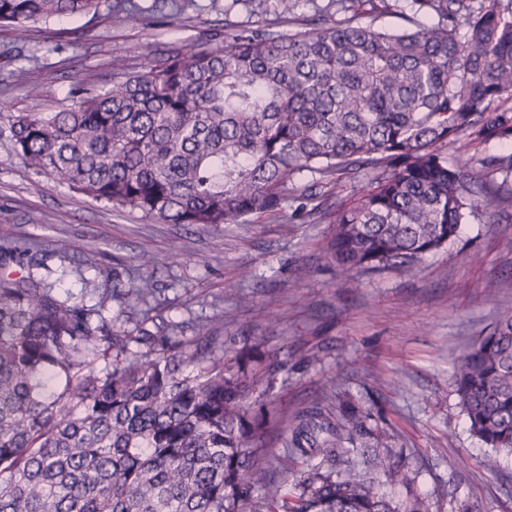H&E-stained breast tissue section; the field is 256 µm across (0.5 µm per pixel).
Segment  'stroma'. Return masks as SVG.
<instances>
[{
	"mask_svg": "<svg viewBox=\"0 0 512 512\" xmlns=\"http://www.w3.org/2000/svg\"><path fill=\"white\" fill-rule=\"evenodd\" d=\"M142 24L107 11L31 24L22 56L0 28V127L10 114L53 112L70 91L107 89L114 64L139 72L147 49L201 39L225 20L255 28L244 8L195 0L175 19L152 10ZM377 172L335 179L303 171L288 182L282 210L240 224H158L47 182L0 135V245L35 243L34 275L59 298L94 304L115 288L150 284L147 302L104 316L122 328L166 327L191 342L212 337L225 359L246 355L267 373V396L296 412L317 404L340 414L343 402L371 411L402 451L414 491L428 512H512V455L473 437L454 392L458 354L487 334L512 306V214L481 216L447 246L428 253L414 276L387 268L340 276L328 250L337 203L352 204ZM177 252V263L144 268L146 253ZM496 457L498 467L484 461Z\"/></svg>",
	"mask_w": 512,
	"mask_h": 512,
	"instance_id": "stroma-1",
	"label": "stroma"
}]
</instances>
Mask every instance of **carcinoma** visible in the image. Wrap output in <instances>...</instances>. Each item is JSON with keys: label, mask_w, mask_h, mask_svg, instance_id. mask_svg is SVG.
<instances>
[{"label": "carcinoma", "mask_w": 512, "mask_h": 512, "mask_svg": "<svg viewBox=\"0 0 512 512\" xmlns=\"http://www.w3.org/2000/svg\"><path fill=\"white\" fill-rule=\"evenodd\" d=\"M302 2L231 0L226 16L241 4L274 20L252 29L227 19L222 33L148 50L140 73L117 69L108 89L12 116L16 157L159 224H240L280 211L297 172L369 165L374 184L336 206L328 249L344 276L414 275L468 218L509 208L480 172L448 163V144L512 140V0H410L428 23L403 0H331L311 28ZM102 6L144 14L135 0H0V27ZM333 6L342 18L330 21ZM365 14L408 26L361 25ZM479 163L512 174V152ZM38 255L0 247V512H427L370 412L252 413L262 375L246 365L146 330L138 356L104 304L70 303L31 274L4 272ZM103 342L115 355L98 372L91 356ZM454 386L471 435L512 453L511 309L458 355ZM290 423L292 457L316 460L291 492L262 463L276 425Z\"/></svg>", "instance_id": "1"}]
</instances>
